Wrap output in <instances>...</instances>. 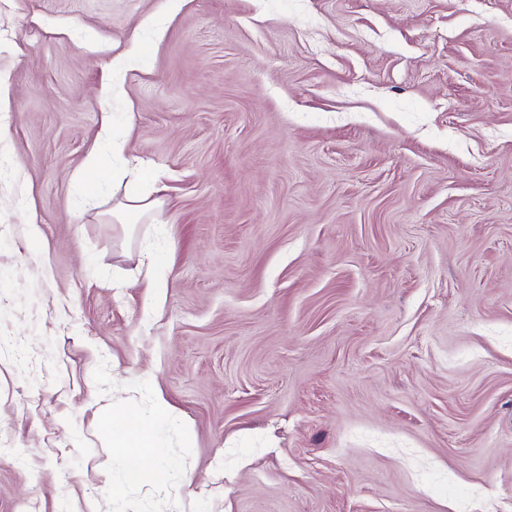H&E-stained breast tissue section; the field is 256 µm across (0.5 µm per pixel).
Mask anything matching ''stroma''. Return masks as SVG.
<instances>
[{
	"mask_svg": "<svg viewBox=\"0 0 512 512\" xmlns=\"http://www.w3.org/2000/svg\"><path fill=\"white\" fill-rule=\"evenodd\" d=\"M0 82V512H512V0H0ZM158 206L157 201L150 200L147 196L125 192L122 199L112 207V216L120 220V216L124 214H149ZM156 413L152 420L141 419L130 412L113 413L100 419V427L112 438V447L124 448L126 472L132 480L157 482L164 478L159 464L157 430L162 422L170 420L172 413L160 401ZM147 460H153L154 464L148 467Z\"/></svg>",
	"mask_w": 512,
	"mask_h": 512,
	"instance_id": "stroma-1",
	"label": "stroma"
}]
</instances>
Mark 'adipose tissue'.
I'll return each instance as SVG.
<instances>
[{"instance_id": "ef3b65f1", "label": "adipose tissue", "mask_w": 512, "mask_h": 512, "mask_svg": "<svg viewBox=\"0 0 512 512\" xmlns=\"http://www.w3.org/2000/svg\"><path fill=\"white\" fill-rule=\"evenodd\" d=\"M171 411L157 405L156 417L144 420L130 412L102 417L100 426L112 439L113 447L123 449L126 472L130 479L140 482L162 480L164 471L158 462L160 448L157 430L160 423L170 420Z\"/></svg>"}]
</instances>
